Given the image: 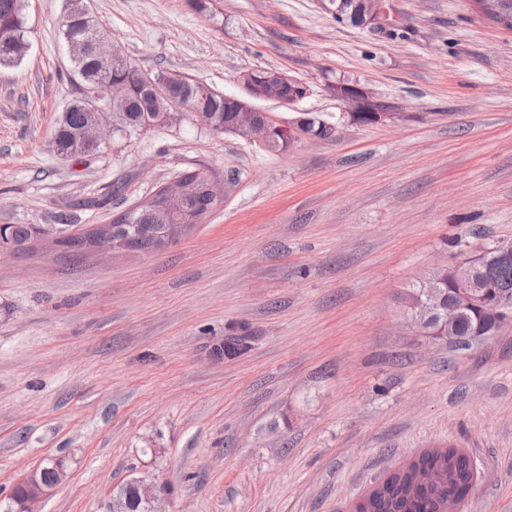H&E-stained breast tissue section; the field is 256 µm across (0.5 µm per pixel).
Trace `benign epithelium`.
Segmentation results:
<instances>
[{
    "instance_id": "obj_1",
    "label": "benign epithelium",
    "mask_w": 512,
    "mask_h": 512,
    "mask_svg": "<svg viewBox=\"0 0 512 512\" xmlns=\"http://www.w3.org/2000/svg\"><path fill=\"white\" fill-rule=\"evenodd\" d=\"M360 14L364 26L372 31L385 28L386 11L383 0H359ZM69 49L70 61L73 64L81 62L88 53L103 62L121 57V53L114 47L107 36L96 29H87L80 39L65 37ZM245 95L231 98L232 111L236 112L235 126L245 125L250 129L248 141L266 146L272 139L273 132L278 125L255 105L257 101L274 99L281 104L289 105L300 101V97L293 94L289 97L281 95L285 83L296 82V79L281 72H271L267 77V87L256 93L253 91L251 73L246 71L239 77ZM330 94L336 99L352 106L354 112H379L381 105L373 100L363 89L353 85L343 90L339 87L330 89ZM78 110L86 113L83 125L77 134L75 150L81 154L86 153L85 147L99 146L117 127L118 114L112 112V102L103 98L100 87H85V95L79 100L66 103L63 112ZM168 209L174 216H180L191 198V185L184 179L164 186ZM186 224H165L160 233V243L164 246L178 241L187 233ZM89 231L93 232L94 240L89 251L100 252L110 248V240L114 238L116 226L112 224H97ZM454 279L457 291L454 296L445 299L433 285V278L427 277L422 284L427 286L425 296L409 302L405 307L406 314L418 325L426 323L433 317L441 320L437 334L441 339L453 340L454 333L464 311L477 304L487 306V314L496 323H501L512 317V294L495 288L493 282L481 277L473 262L467 259L459 260L453 266ZM54 477L48 482L43 477V470L35 467L21 476L14 486H23L27 494L19 504L18 512H33L32 505L49 496L67 477L65 465L59 460L53 461ZM139 496L150 505V512H162L159 507L160 491L134 478L129 481Z\"/></svg>"
}]
</instances>
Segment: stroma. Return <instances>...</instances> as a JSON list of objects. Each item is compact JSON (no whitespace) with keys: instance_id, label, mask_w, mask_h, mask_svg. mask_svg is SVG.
<instances>
[{"instance_id":"obj_1","label":"stroma","mask_w":512,"mask_h":512,"mask_svg":"<svg viewBox=\"0 0 512 512\" xmlns=\"http://www.w3.org/2000/svg\"><path fill=\"white\" fill-rule=\"evenodd\" d=\"M84 3L142 72L237 97L241 73L276 70L311 92L262 110L335 131L271 152L187 117L62 158L66 2L25 0L28 49L0 68V225L109 224L193 169L224 199L162 251L0 255V500L63 456L37 512H105L136 477L164 512H350L451 446L475 468L463 512H512V321L455 347L399 300L512 238V30L472 0H384L386 33L318 0ZM343 80L384 119L348 122L326 90Z\"/></svg>"}]
</instances>
